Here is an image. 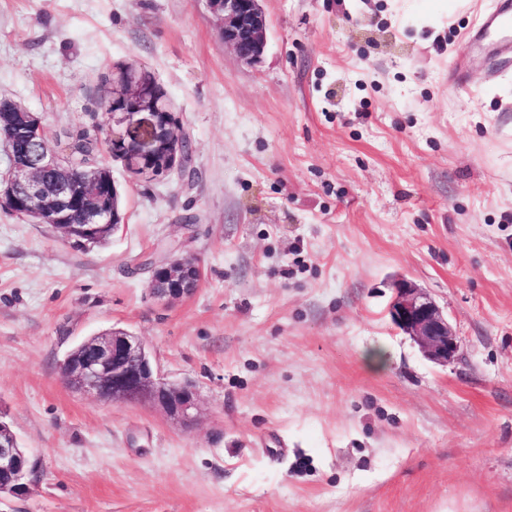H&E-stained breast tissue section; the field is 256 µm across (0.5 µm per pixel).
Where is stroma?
<instances>
[{
	"instance_id": "obj_1",
	"label": "stroma",
	"mask_w": 512,
	"mask_h": 512,
	"mask_svg": "<svg viewBox=\"0 0 512 512\" xmlns=\"http://www.w3.org/2000/svg\"><path fill=\"white\" fill-rule=\"evenodd\" d=\"M261 6L249 64L207 0H0V97L103 127L140 66L192 147L155 181L98 157L123 216L99 244L0 210V412L37 463L0 512H512V68L462 49L493 0ZM183 257L195 287L157 297ZM402 279L448 365L392 322ZM111 328L195 385L192 425L65 383ZM195 263L189 258H180L161 262L154 267L155 288L159 297H177L188 288L193 281ZM394 290L389 306L394 324L419 345L428 359L448 365L460 349L448 316L421 288L407 280L397 283Z\"/></svg>"
}]
</instances>
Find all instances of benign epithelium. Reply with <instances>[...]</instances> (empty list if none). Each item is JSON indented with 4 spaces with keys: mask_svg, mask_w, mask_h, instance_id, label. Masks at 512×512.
<instances>
[{
    "mask_svg": "<svg viewBox=\"0 0 512 512\" xmlns=\"http://www.w3.org/2000/svg\"><path fill=\"white\" fill-rule=\"evenodd\" d=\"M217 16L224 45L246 63L256 62L266 46L267 21L261 0H208ZM120 81L112 83L110 150L125 161L128 172L137 180H155L177 169L187 160L185 139L173 107L161 110L159 101L167 99L156 82L144 71L129 65L115 68ZM18 126L24 139L35 146L33 154L21 159L14 153V130ZM0 138L8 156V167L0 175V209L43 224L48 213L72 207L79 209L81 223L55 224L66 238L83 245L99 227L115 232L121 223L118 191L112 188V208L103 206L93 194L67 183L55 195L43 187L44 176L59 173L70 165V150L36 113L8 101L0 103ZM195 263L189 258L161 262L154 267L156 294L177 297L192 284ZM389 313L394 324L410 336L432 362L446 365L457 357L460 345L456 333L439 306L422 289L407 280L395 288ZM88 359L83 363L68 360L61 372L74 388L98 400L122 405L150 404L167 417L185 425L196 418L198 400L190 382L174 383L161 376L149 358L143 341L124 330H112L91 337L85 343ZM35 469L29 454L6 439H0V474L9 482L0 487L12 496H23L28 477Z\"/></svg>",
    "mask_w": 512,
    "mask_h": 512,
    "instance_id": "7a95c632",
    "label": "benign epithelium"
}]
</instances>
